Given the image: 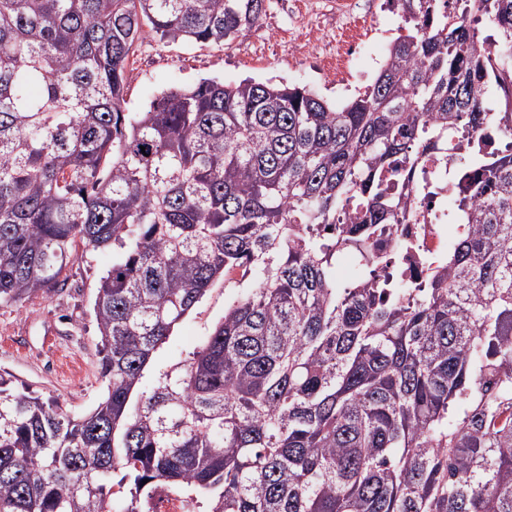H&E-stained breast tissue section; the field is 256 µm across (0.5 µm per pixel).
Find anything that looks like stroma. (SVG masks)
I'll use <instances>...</instances> for the list:
<instances>
[{
  "label": "stroma",
  "mask_w": 512,
  "mask_h": 512,
  "mask_svg": "<svg viewBox=\"0 0 512 512\" xmlns=\"http://www.w3.org/2000/svg\"><path fill=\"white\" fill-rule=\"evenodd\" d=\"M357 2V47L333 68L323 59L335 51L347 22L337 14L336 0H271L261 25L226 45L187 46L144 32L127 71L125 109L142 111L163 90L203 78L299 85L343 105L357 87L371 83L402 24L386 0ZM111 265V251L88 253L75 262L63 290L0 308V378L10 388L55 400L73 415L97 404L104 380L93 304L98 280ZM246 288L236 279L215 282L158 349L146 382L188 363L222 320L225 305Z\"/></svg>",
  "instance_id": "1"
}]
</instances>
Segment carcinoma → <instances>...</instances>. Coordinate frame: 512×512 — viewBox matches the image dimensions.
I'll return each instance as SVG.
<instances>
[{"label": "carcinoma", "instance_id": "cac0c4a2", "mask_svg": "<svg viewBox=\"0 0 512 512\" xmlns=\"http://www.w3.org/2000/svg\"><path fill=\"white\" fill-rule=\"evenodd\" d=\"M267 0H0V308L112 249L107 380L74 417L0 382V512H512V0H389L403 25L341 109L202 79L124 109L147 27L244 36ZM466 130L448 254L412 282L391 185ZM351 223L336 233L339 217ZM361 256L336 283L340 245ZM251 270L205 346L148 365L212 284Z\"/></svg>", "mask_w": 512, "mask_h": 512}]
</instances>
